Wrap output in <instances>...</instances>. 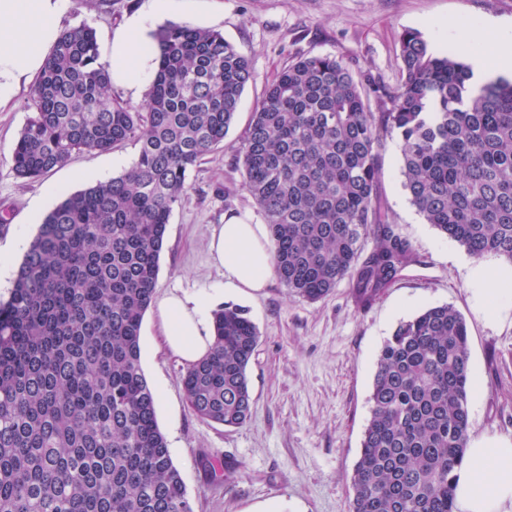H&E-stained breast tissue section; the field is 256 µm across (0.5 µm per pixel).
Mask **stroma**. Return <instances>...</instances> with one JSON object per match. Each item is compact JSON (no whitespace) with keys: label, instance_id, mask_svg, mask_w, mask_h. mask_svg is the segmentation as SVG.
<instances>
[{"label":"stroma","instance_id":"stroma-1","mask_svg":"<svg viewBox=\"0 0 512 512\" xmlns=\"http://www.w3.org/2000/svg\"><path fill=\"white\" fill-rule=\"evenodd\" d=\"M143 2L70 0L62 25L88 23L104 46ZM457 19L477 30L488 19L511 24L512 0H184L171 22L222 33L250 59L254 79L223 144L191 172L172 212L156 298L215 293L224 275L209 255L213 229L228 214L263 223L241 188L236 158L255 106L283 68L302 55H336L356 76L393 87L400 80L401 34L417 30L428 45L455 54L448 23ZM32 112L28 88L0 108V209L8 212L0 246L21 233L33 238L37 227L26 216L49 186L85 189L125 172L139 152L129 141L104 153L74 154L38 180L18 178L11 148ZM378 194L414 260L369 308L356 306L345 280L310 301L274 278L241 301L260 333L248 367L252 414L243 426L228 428L193 413L180 382L185 365L160 350L158 309L146 311L142 368L158 393L157 420L194 512H350V477L371 417L377 355L400 321L432 306L452 307L467 324L470 438L512 440V308L492 322L480 314L472 288L481 262L418 214L403 187L400 142L391 135L383 138ZM209 460L222 463V481L210 478Z\"/></svg>","mask_w":512,"mask_h":512}]
</instances>
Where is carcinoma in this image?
Segmentation results:
<instances>
[{"mask_svg":"<svg viewBox=\"0 0 512 512\" xmlns=\"http://www.w3.org/2000/svg\"><path fill=\"white\" fill-rule=\"evenodd\" d=\"M153 38L157 70L132 108L112 98L96 30L64 29L11 150L16 176L38 180L76 152L139 144L127 171L47 214L0 300V512H193L141 365V326L171 213L191 170L223 143L253 70L217 31L168 23ZM400 60L388 87L355 79L339 57H301L252 113L242 188L291 293L315 301L347 279L366 308L412 261L380 209L383 131L401 141L404 187L426 223L475 259L512 264V82L473 88L464 62L413 30ZM369 235L375 248L361 261ZM213 325L210 353L182 374L184 394L197 416L237 428L251 415L259 333L234 306L214 311ZM468 371L453 308L398 324L377 358L351 512H454Z\"/></svg>","mask_w":512,"mask_h":512,"instance_id":"cac0c4a2","label":"carcinoma"}]
</instances>
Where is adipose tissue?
Returning a JSON list of instances; mask_svg holds the SVG:
<instances>
[{"instance_id": "ef3b65f1", "label": "adipose tissue", "mask_w": 512, "mask_h": 512, "mask_svg": "<svg viewBox=\"0 0 512 512\" xmlns=\"http://www.w3.org/2000/svg\"><path fill=\"white\" fill-rule=\"evenodd\" d=\"M67 0H0V106L11 102L22 85L39 75L61 32ZM179 0H145L125 28L109 42L105 61L112 85L131 94L152 81L157 63L151 49L155 20L177 8ZM512 34L490 35L482 50L471 52L474 83L512 73V52L503 50ZM209 252L224 271L225 293L260 291L270 281L274 267L266 225L229 216L214 229ZM479 311L496 317L501 304L512 300L503 287L504 276L490 268L474 274ZM207 296L172 294L159 305L166 351L191 363L205 356L214 341ZM455 512H512V441L482 437L467 446L464 463L454 484Z\"/></svg>"}]
</instances>
